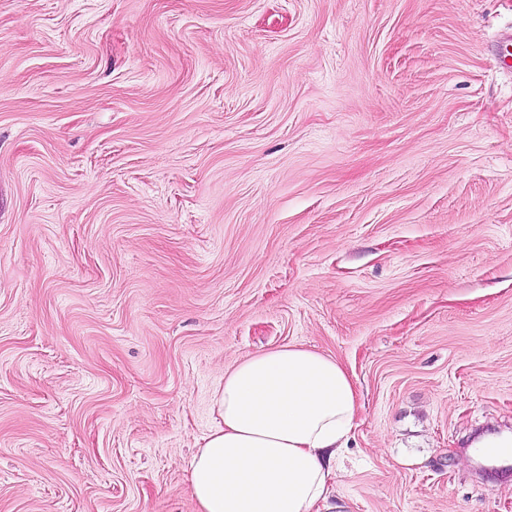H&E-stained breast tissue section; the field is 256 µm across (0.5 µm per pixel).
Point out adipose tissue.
Wrapping results in <instances>:
<instances>
[{"label": "adipose tissue", "instance_id": "adipose-tissue-1", "mask_svg": "<svg viewBox=\"0 0 512 512\" xmlns=\"http://www.w3.org/2000/svg\"><path fill=\"white\" fill-rule=\"evenodd\" d=\"M187 470L196 512H319L360 410L335 357L296 343L225 369Z\"/></svg>", "mask_w": 512, "mask_h": 512}]
</instances>
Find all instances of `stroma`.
I'll use <instances>...</instances> for the list:
<instances>
[{"mask_svg": "<svg viewBox=\"0 0 512 512\" xmlns=\"http://www.w3.org/2000/svg\"><path fill=\"white\" fill-rule=\"evenodd\" d=\"M512 0H0V512H196L244 356L362 408L322 512H512ZM481 450L483 458L492 461L498 465V470L502 472H511L512 468V448L509 445L499 442H488L484 444Z\"/></svg>", "mask_w": 512, "mask_h": 512, "instance_id": "1", "label": "stroma"}]
</instances>
